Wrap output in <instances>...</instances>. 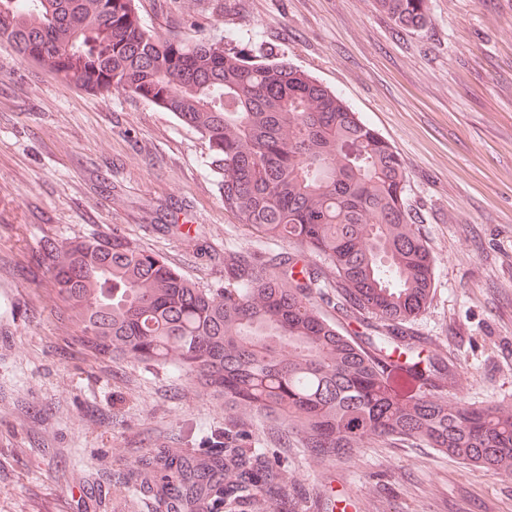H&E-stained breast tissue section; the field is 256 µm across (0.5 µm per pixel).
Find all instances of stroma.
<instances>
[{"label": "stroma", "instance_id": "35a3bbf8", "mask_svg": "<svg viewBox=\"0 0 512 512\" xmlns=\"http://www.w3.org/2000/svg\"><path fill=\"white\" fill-rule=\"evenodd\" d=\"M161 36L223 34L340 94L403 159L404 203L434 258L407 329L453 370L448 400L512 411V0H428L397 26L376 0H138ZM207 146L171 113L92 93L0 42V512H113L98 486L141 451L209 447L224 404L174 370L71 342L35 259L46 241L121 232L205 287L224 254L286 252L224 211ZM303 512H512V476L433 448L318 461L280 449Z\"/></svg>", "mask_w": 512, "mask_h": 512}]
</instances>
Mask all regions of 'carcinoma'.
Returning <instances> with one entry per match:
<instances>
[{
  "mask_svg": "<svg viewBox=\"0 0 512 512\" xmlns=\"http://www.w3.org/2000/svg\"><path fill=\"white\" fill-rule=\"evenodd\" d=\"M400 27L427 20V0H377ZM0 41L21 60L92 92L123 90L172 113L208 145L224 211L292 252L224 254V286H201L127 236L48 242L50 276L75 341L109 357L172 365L224 399L211 448L148 454L135 482L158 512H295L283 460L256 446L253 419L281 448L319 459L361 448L425 445L512 475V415L448 403L451 374L423 358L406 323L427 305L433 256L404 201L406 168L346 102L285 62H251L229 36L188 41L145 25L135 0H0ZM336 272L335 306L376 320L362 346L310 302ZM405 358L430 390L402 399L385 359Z\"/></svg>",
  "mask_w": 512,
  "mask_h": 512,
  "instance_id": "1",
  "label": "carcinoma"
}]
</instances>
